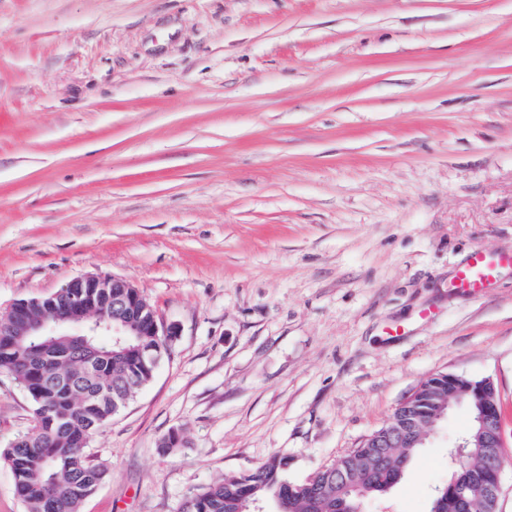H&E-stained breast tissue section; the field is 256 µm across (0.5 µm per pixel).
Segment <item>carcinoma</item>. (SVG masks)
Segmentation results:
<instances>
[{
  "mask_svg": "<svg viewBox=\"0 0 512 512\" xmlns=\"http://www.w3.org/2000/svg\"><path fill=\"white\" fill-rule=\"evenodd\" d=\"M65 298L43 300L19 311L10 324L12 336L0 335V367L6 366L32 401L34 425L19 437L0 460L14 477V491L25 512H80L83 501L104 479L106 471L86 455L88 435L112 419L113 406L123 405L154 377L156 367L140 355L155 341L145 336H127L112 347V337L93 336L101 349L93 362L85 359L79 336H59L55 350L39 368L30 367L27 345L30 337L18 336L26 320L51 312ZM448 393V375L438 374L422 382L417 410L433 408L435 386ZM418 448L390 449L381 455L376 448L359 447L339 459L335 466L362 488L361 496L340 495L336 479L328 470L318 471L305 483L288 480V458L270 457L256 471L226 477L190 495L183 512H250L254 503L287 497L288 512H346L362 500L381 494L398 483ZM471 460L449 464L448 480L436 488L429 512H459L450 495V485H473L465 512H488L479 487L473 484Z\"/></svg>",
  "mask_w": 512,
  "mask_h": 512,
  "instance_id": "cac0c4a2",
  "label": "carcinoma"
}]
</instances>
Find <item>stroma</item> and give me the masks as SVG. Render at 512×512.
Wrapping results in <instances>:
<instances>
[{"mask_svg": "<svg viewBox=\"0 0 512 512\" xmlns=\"http://www.w3.org/2000/svg\"><path fill=\"white\" fill-rule=\"evenodd\" d=\"M476 246L512 251V0H0V316L116 276L177 329L81 512L305 481L437 374L494 383L512 512V269L455 292ZM470 423L365 512H427ZM31 426L0 371V451Z\"/></svg>", "mask_w": 512, "mask_h": 512, "instance_id": "obj_1", "label": "stroma"}]
</instances>
